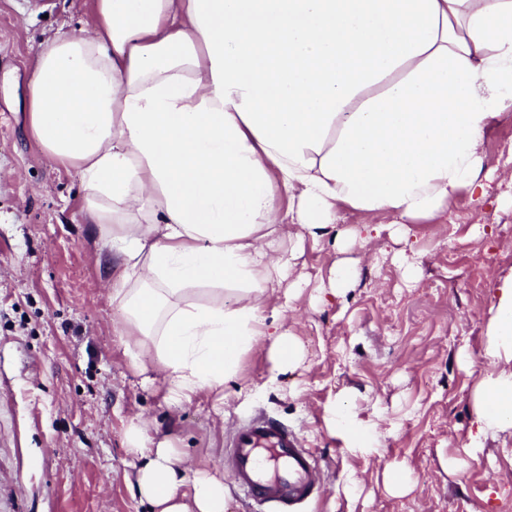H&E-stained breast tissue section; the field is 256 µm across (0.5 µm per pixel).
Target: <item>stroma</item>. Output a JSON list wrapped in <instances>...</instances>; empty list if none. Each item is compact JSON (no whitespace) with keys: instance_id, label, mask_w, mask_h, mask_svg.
Masks as SVG:
<instances>
[{"instance_id":"obj_1","label":"stroma","mask_w":512,"mask_h":512,"mask_svg":"<svg viewBox=\"0 0 512 512\" xmlns=\"http://www.w3.org/2000/svg\"><path fill=\"white\" fill-rule=\"evenodd\" d=\"M91 6L0 0V512H150L126 478L129 425L177 448L187 475H225L233 432L260 414L317 457L321 492L305 512L512 507V436L464 453L491 308L512 277V111L481 144L485 198L460 192L440 218L400 227L343 207L334 232L284 243L301 294L286 309L283 287L268 286L261 315L302 347L297 366L274 373L263 337L223 390L178 402L161 372L130 366L109 297L120 269L80 220V175L26 123L39 43L79 31ZM346 261L358 275L332 295L330 271ZM343 402L363 430L337 426ZM396 466L407 492L386 485Z\"/></svg>"}]
</instances>
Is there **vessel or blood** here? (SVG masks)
Returning a JSON list of instances; mask_svg holds the SVG:
<instances>
[{"instance_id": "1", "label": "vessel or blood", "mask_w": 512, "mask_h": 512, "mask_svg": "<svg viewBox=\"0 0 512 512\" xmlns=\"http://www.w3.org/2000/svg\"><path fill=\"white\" fill-rule=\"evenodd\" d=\"M231 448L232 482L259 512H301L314 499L318 461L278 420L259 416L243 423Z\"/></svg>"}]
</instances>
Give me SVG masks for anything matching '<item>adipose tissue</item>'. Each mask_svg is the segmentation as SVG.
<instances>
[{"instance_id":"obj_1","label":"adipose tissue","mask_w":512,"mask_h":512,"mask_svg":"<svg viewBox=\"0 0 512 512\" xmlns=\"http://www.w3.org/2000/svg\"><path fill=\"white\" fill-rule=\"evenodd\" d=\"M509 109L512 0H93L85 30L40 43L26 104L120 268L126 354L184 398L258 342L287 223L315 236L343 205L403 225L484 195L480 141ZM485 355L471 456L512 433V279ZM125 441L153 512H224L223 477L187 478L142 426Z\"/></svg>"}]
</instances>
